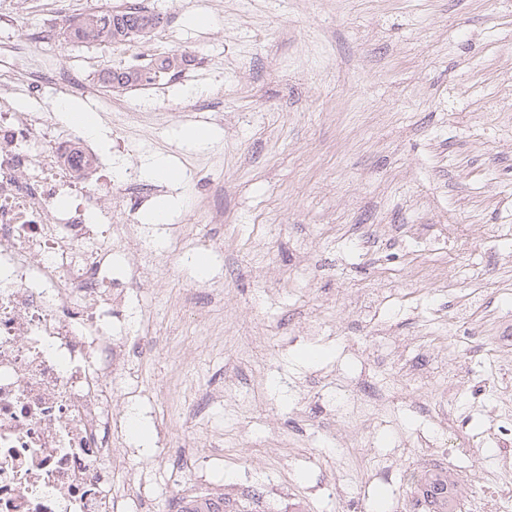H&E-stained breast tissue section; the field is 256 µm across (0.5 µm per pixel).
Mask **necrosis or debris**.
Here are the masks:
<instances>
[{"label":"necrosis or debris","mask_w":512,"mask_h":512,"mask_svg":"<svg viewBox=\"0 0 512 512\" xmlns=\"http://www.w3.org/2000/svg\"><path fill=\"white\" fill-rule=\"evenodd\" d=\"M45 114L0 108V512H131L116 480L112 381L135 349L126 297L104 287L133 218L106 207L134 185L76 167ZM70 200L61 206L60 197Z\"/></svg>","instance_id":"obj_1"}]
</instances>
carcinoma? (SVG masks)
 <instances>
[{
	"label": "carcinoma",
	"instance_id": "obj_1",
	"mask_svg": "<svg viewBox=\"0 0 512 512\" xmlns=\"http://www.w3.org/2000/svg\"><path fill=\"white\" fill-rule=\"evenodd\" d=\"M162 22L161 14L136 5L121 11L96 9L69 21L61 28V35L81 43L125 45L137 38V31L158 27ZM190 63L189 54L170 53L131 70L107 67L98 74V82L105 90L119 93L132 87L153 85L165 77H175ZM454 487L455 482L448 471H427L420 483V491L428 504V512H453ZM179 512H245V509L236 498L210 493L181 498Z\"/></svg>",
	"mask_w": 512,
	"mask_h": 512
}]
</instances>
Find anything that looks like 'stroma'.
Listing matches in <instances>:
<instances>
[{
  "label": "stroma",
  "instance_id": "obj_1",
  "mask_svg": "<svg viewBox=\"0 0 512 512\" xmlns=\"http://www.w3.org/2000/svg\"><path fill=\"white\" fill-rule=\"evenodd\" d=\"M149 3L167 51L197 63L120 94L98 72L148 61L157 36L120 58L42 43L44 12L28 4L0 27L10 105L95 113L100 136L80 147L103 175L148 185L138 248L169 242L177 221L210 258L204 278L163 256L137 280L112 270L142 303L143 344L115 399L150 397L145 441L118 437L132 450L124 481H148L147 512L205 491L256 493L260 512H376L381 499L427 512L410 475L443 448L454 512H476L471 474L512 481L499 456L512 447V0ZM14 44L84 89L31 95ZM217 95L222 112L182 109ZM196 126L207 143L186 139ZM155 159L182 181L147 178ZM161 204L167 223H151ZM310 348L321 356L307 363Z\"/></svg>",
  "mask_w": 512,
  "mask_h": 512
}]
</instances>
